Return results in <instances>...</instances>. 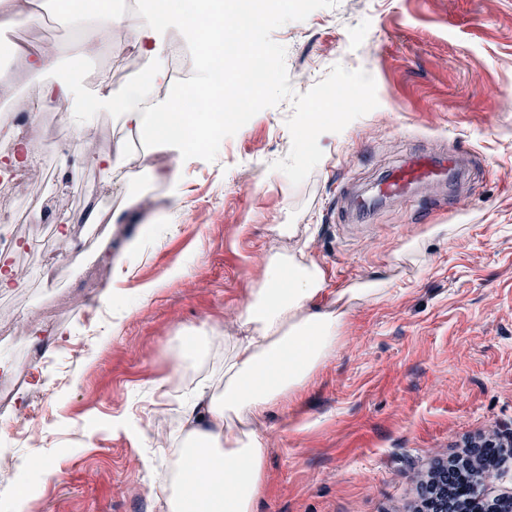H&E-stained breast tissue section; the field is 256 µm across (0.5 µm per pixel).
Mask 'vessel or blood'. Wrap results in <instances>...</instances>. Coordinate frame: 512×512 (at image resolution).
Listing matches in <instances>:
<instances>
[{"instance_id":"obj_1","label":"vessel or blood","mask_w":512,"mask_h":512,"mask_svg":"<svg viewBox=\"0 0 512 512\" xmlns=\"http://www.w3.org/2000/svg\"><path fill=\"white\" fill-rule=\"evenodd\" d=\"M456 167L457 157L453 154L438 159L416 157L381 179L376 186V195L385 200L408 198L422 184L444 181L448 172Z\"/></svg>"}]
</instances>
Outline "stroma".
Wrapping results in <instances>:
<instances>
[{"label": "stroma", "mask_w": 512, "mask_h": 512, "mask_svg": "<svg viewBox=\"0 0 512 512\" xmlns=\"http://www.w3.org/2000/svg\"><path fill=\"white\" fill-rule=\"evenodd\" d=\"M41 38L27 25L0 28V157L28 118L45 132L33 163L47 210L0 174V254L22 276L0 292V310L26 322L0 341V373L46 361L52 385L31 448L8 435L0 451V503L26 487L25 512H165L144 466L184 424L152 423L154 380L188 367L224 381L208 353L173 363L203 326L240 334V314L270 252L300 249L324 272L320 309L336 292L381 282L385 298L351 300L336 348L309 382L274 405L256 428L266 448L256 512H416L434 463L465 438L512 436V0H338L272 33L286 49L295 92L335 64L376 82L378 106L319 138L320 163L295 186L273 161L291 146L285 100L223 140L215 161L179 163L166 144L134 139L120 110L54 105L27 116L41 96L27 76L36 41L55 44L48 83L86 91L100 75L121 97L136 82L122 47L81 51L79 21L56 0H37ZM96 132L103 151L136 141L143 165L106 180L74 136ZM465 154L463 176L401 201L346 212L343 192L369 197L417 152ZM179 192L183 206L171 210ZM456 224L454 235L433 234ZM42 243L26 250L27 239ZM63 269L46 289L44 252ZM126 430L112 428L114 419Z\"/></svg>", "instance_id": "stroma-1"}]
</instances>
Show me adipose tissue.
<instances>
[{"label": "adipose tissue", "mask_w": 512, "mask_h": 512, "mask_svg": "<svg viewBox=\"0 0 512 512\" xmlns=\"http://www.w3.org/2000/svg\"><path fill=\"white\" fill-rule=\"evenodd\" d=\"M175 24L188 34L197 32L177 0H150L132 23L113 12L110 0H101L99 20L83 29L81 42L97 43L107 27L128 30L135 50L151 60L152 71L148 85L126 92L125 122L178 150L182 139L169 128L180 120V101L164 103L156 113L144 107L150 87L165 78L164 34ZM325 290L323 271L305 255L267 257L240 315L241 335L228 342L223 389L214 393L202 384L191 397L176 399V410L189 426L181 447L160 461H143L146 470H165L159 485L167 512H255L264 488L266 450L253 423L303 386L329 357L347 317L340 309H313Z\"/></svg>", "instance_id": "1"}]
</instances>
